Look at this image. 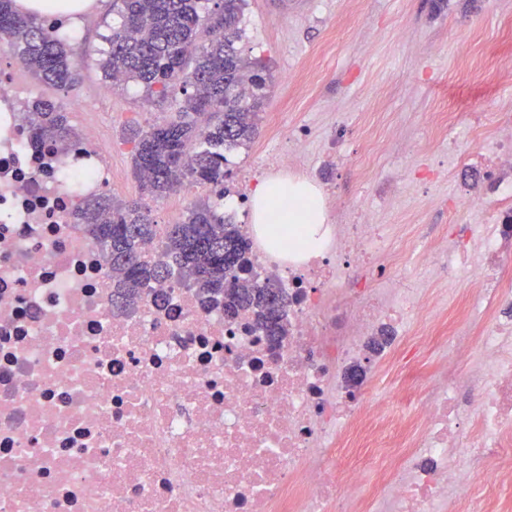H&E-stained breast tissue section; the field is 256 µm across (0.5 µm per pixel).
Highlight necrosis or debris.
<instances>
[{
	"mask_svg": "<svg viewBox=\"0 0 512 512\" xmlns=\"http://www.w3.org/2000/svg\"><path fill=\"white\" fill-rule=\"evenodd\" d=\"M455 170L487 189L491 228L462 232L449 284L492 318L458 337L426 379L407 446L396 419L345 375L375 330L399 337L394 372L426 345L425 309L386 254L367 199L322 255L288 262L256 245V273L288 294V334L270 347L251 317L224 320L180 278L112 304L106 253L76 224L78 198L110 189L112 152L94 125L70 150L33 144L13 72L0 68V512H496L512 493V120L476 161L444 127ZM377 448L373 472L341 449Z\"/></svg>",
	"mask_w": 512,
	"mask_h": 512,
	"instance_id": "necrosis-or-debris-1",
	"label": "necrosis or debris"
}]
</instances>
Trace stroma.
I'll return each instance as SVG.
<instances>
[{
  "instance_id": "35a3bbf8",
  "label": "stroma",
  "mask_w": 512,
  "mask_h": 512,
  "mask_svg": "<svg viewBox=\"0 0 512 512\" xmlns=\"http://www.w3.org/2000/svg\"><path fill=\"white\" fill-rule=\"evenodd\" d=\"M111 0H87L81 19L64 27L74 57L83 58L73 89L85 109L70 115L74 128L95 125L112 146L118 200L141 198L132 171L127 131L161 117L165 104L147 101L141 88H111L94 56L112 22ZM241 26L243 53L265 62L272 82L258 133L246 148L227 151L226 190H236L242 169L253 166L288 137L305 129L312 138L300 170L283 177L315 182L329 192L327 223L335 203L350 206L374 197L389 253L400 260L405 283L435 296L443 277L422 252V241L440 242L448 228L445 199L471 200L462 221L484 224L485 190L452 175L448 142L437 125L447 114L460 134L484 123L512 98V0H247ZM297 74L296 83L284 80ZM381 145L367 155L369 135ZM339 140L343 157L331 160ZM412 172L405 183L386 181L395 167ZM208 190L183 184L175 193L147 199L160 224L184 220L188 209L210 200ZM362 390L395 403L410 392L386 364L366 362Z\"/></svg>"
}]
</instances>
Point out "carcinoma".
Listing matches in <instances>:
<instances>
[{
  "label": "carcinoma",
  "mask_w": 512,
  "mask_h": 512,
  "mask_svg": "<svg viewBox=\"0 0 512 512\" xmlns=\"http://www.w3.org/2000/svg\"><path fill=\"white\" fill-rule=\"evenodd\" d=\"M246 0H112L118 25L104 36L99 67L113 86L135 82L171 111L132 131L133 168L142 190L163 197L185 181L224 198V151L246 148L256 134L271 79L259 59L238 47ZM39 81L67 93L80 78L64 34L42 16L0 0V39ZM31 139L67 148L76 137L62 99L29 105ZM76 217L110 257L113 297L130 307L149 283L178 275L236 319L250 311L271 343L287 328L288 297L271 280H257L251 239L219 207L202 201L179 224H156L136 201L101 194L82 198Z\"/></svg>",
  "instance_id": "cac0c4a2"
}]
</instances>
